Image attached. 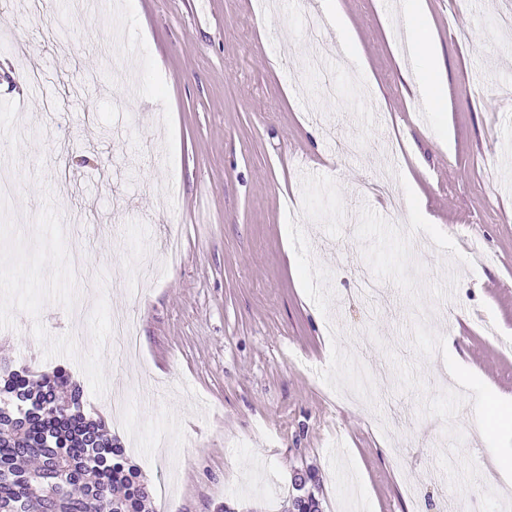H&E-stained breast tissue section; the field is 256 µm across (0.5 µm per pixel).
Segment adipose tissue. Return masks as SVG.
I'll return each mask as SVG.
<instances>
[{
    "instance_id": "adipose-tissue-1",
    "label": "adipose tissue",
    "mask_w": 512,
    "mask_h": 512,
    "mask_svg": "<svg viewBox=\"0 0 512 512\" xmlns=\"http://www.w3.org/2000/svg\"><path fill=\"white\" fill-rule=\"evenodd\" d=\"M399 11L408 54L419 65L417 92L429 108H440L445 98L441 78L443 65L439 45L427 32L425 0H399ZM483 408L486 423L480 438L488 442V452L494 460L493 468L487 470L486 475L498 484H512V449L506 451L502 448L503 438L512 436V407L506 406L502 397L492 393L484 397Z\"/></svg>"
}]
</instances>
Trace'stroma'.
Segmentation results:
<instances>
[{
    "mask_svg": "<svg viewBox=\"0 0 512 512\" xmlns=\"http://www.w3.org/2000/svg\"><path fill=\"white\" fill-rule=\"evenodd\" d=\"M506 0H426L443 111L391 20L343 0L366 70L320 69L293 0H0V169L31 234L51 192L80 325L39 317L78 358L45 357L24 312L0 356L63 365L84 411L146 475L154 512H288L310 466L322 512H512L483 473V388L512 399V31ZM416 167L418 191L400 180ZM389 170L402 202L362 194ZM179 233L176 265L161 252ZM137 318L117 420L78 359L98 297ZM456 357H449V328ZM403 447L394 457L393 446Z\"/></svg>",
    "mask_w": 512,
    "mask_h": 512,
    "instance_id": "35a3bbf8",
    "label": "stroma"
}]
</instances>
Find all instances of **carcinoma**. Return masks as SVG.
I'll list each match as a JSON object with an SVG mask.
<instances>
[{
	"instance_id": "obj_1",
	"label": "carcinoma",
	"mask_w": 512,
	"mask_h": 512,
	"mask_svg": "<svg viewBox=\"0 0 512 512\" xmlns=\"http://www.w3.org/2000/svg\"><path fill=\"white\" fill-rule=\"evenodd\" d=\"M298 512H320L308 484ZM141 470L104 423L87 417L65 369L41 374L0 357V512H149Z\"/></svg>"
}]
</instances>
